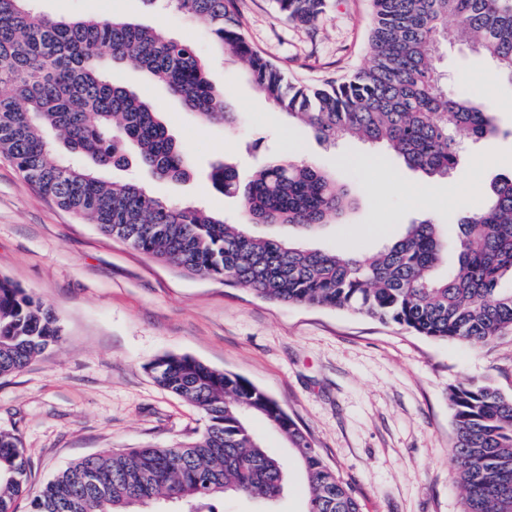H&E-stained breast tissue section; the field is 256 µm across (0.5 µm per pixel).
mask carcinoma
<instances>
[{"label":"carcinoma","instance_id":"obj_1","mask_svg":"<svg viewBox=\"0 0 512 512\" xmlns=\"http://www.w3.org/2000/svg\"><path fill=\"white\" fill-rule=\"evenodd\" d=\"M201 21L217 50L245 64V75L277 109L303 122L329 146L354 137L385 144L403 164L437 180L451 175L474 141L502 133L496 113L448 90L437 62L441 44L469 45L512 86V0H373L369 65L350 78L301 85L246 39L239 0H146ZM288 21L318 22L325 0H276ZM130 63L162 83L183 108L231 128L238 113L209 78L197 46L134 20L59 19L32 0H0V153L57 206L100 232L160 261L204 277H222L269 301L332 308L393 323L439 341L491 347L512 333V175L491 182L477 213L448 218V243L427 219L379 253L323 252L259 239L195 204H178L136 180L108 182L96 169L138 167L160 181H185L191 163L161 112L108 71ZM62 140L66 154L57 152ZM213 186L241 198L248 221L311 232L344 219L354 206L347 185L314 162L275 159L243 183L218 162ZM456 262L436 269L448 249ZM57 317L0 276V377L21 371L59 341ZM155 382L200 409L194 441L174 447L116 449L71 463L47 482L31 512H134L159 500L185 512H218L226 495L272 501L283 491L285 464L262 447L244 412L288 432L307 476V512H359L351 487L324 461L279 402L244 378L187 355L150 364ZM455 442L451 457L464 491L462 512L512 507V397L487 383L450 389ZM28 479L18 437L0 433V512Z\"/></svg>","mask_w":512,"mask_h":512}]
</instances>
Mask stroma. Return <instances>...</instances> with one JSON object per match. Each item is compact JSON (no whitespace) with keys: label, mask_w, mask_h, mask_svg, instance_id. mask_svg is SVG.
Masks as SVG:
<instances>
[{"label":"stroma","mask_w":512,"mask_h":512,"mask_svg":"<svg viewBox=\"0 0 512 512\" xmlns=\"http://www.w3.org/2000/svg\"><path fill=\"white\" fill-rule=\"evenodd\" d=\"M37 7L54 17L133 19L214 55L202 25L155 13L143 0H37ZM240 11L247 39L289 79L339 80L370 59L371 0H327L312 28L288 22L274 0H240ZM438 66L449 85L495 110L503 133L464 141L455 173L438 183L444 194L436 203L422 201L427 178L391 152L353 139L330 148L287 122L246 79L243 64L229 58L215 60L211 73L242 119L230 131L199 122L133 65L113 67L114 83L160 106L194 173L183 183L161 182L132 164L102 175L137 178L163 199L246 224L240 198L213 187L212 164L236 166L245 181L290 146L295 159L334 171L357 205L347 222L310 235L281 224H246L251 235L321 251L355 246L370 256L427 218L453 234L449 215L479 211L490 181L512 173V89L489 62L454 44L442 48ZM0 275L41 300L61 326L57 344L0 378V431L19 437L30 469L15 512H31L34 494L70 462L197 437L202 413L158 387L148 370L165 354L194 357L273 396L352 487L361 512H462L448 390L486 381L512 397L511 337L481 350L345 311L272 302L222 278L189 274L58 207L2 155ZM250 426L269 454L287 462L288 480L274 503L228 498L224 512H306V478L286 438L262 419Z\"/></svg>","instance_id":"1"}]
</instances>
